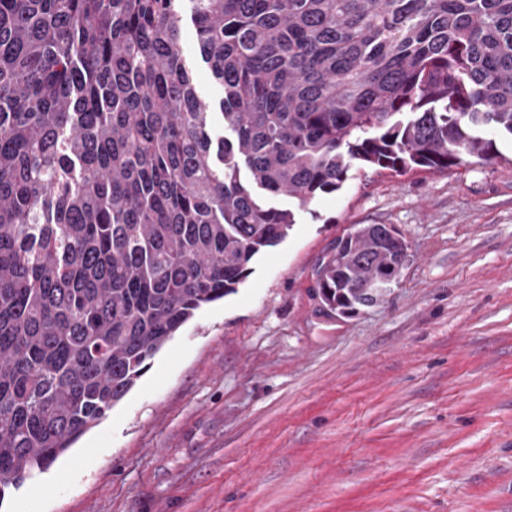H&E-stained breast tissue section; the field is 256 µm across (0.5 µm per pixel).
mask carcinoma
<instances>
[{
    "label": "carcinoma",
    "mask_w": 512,
    "mask_h": 512,
    "mask_svg": "<svg viewBox=\"0 0 512 512\" xmlns=\"http://www.w3.org/2000/svg\"><path fill=\"white\" fill-rule=\"evenodd\" d=\"M491 131L512 137V0H0V500L236 293L296 211L366 168L498 159ZM405 257L387 225L355 224L317 294L352 316ZM182 48L184 54L195 62V85L198 94L215 104L222 97L221 88L211 77L207 66L198 58L195 35L192 26L186 23L182 29Z\"/></svg>",
    "instance_id": "1"
}]
</instances>
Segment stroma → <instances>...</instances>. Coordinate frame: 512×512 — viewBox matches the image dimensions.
I'll return each instance as SVG.
<instances>
[{"label":"stroma","mask_w":512,"mask_h":512,"mask_svg":"<svg viewBox=\"0 0 512 512\" xmlns=\"http://www.w3.org/2000/svg\"><path fill=\"white\" fill-rule=\"evenodd\" d=\"M446 173L367 172L298 212L237 293L0 512H512V139ZM355 224L409 259L381 304L322 310Z\"/></svg>","instance_id":"35a3bbf8"}]
</instances>
